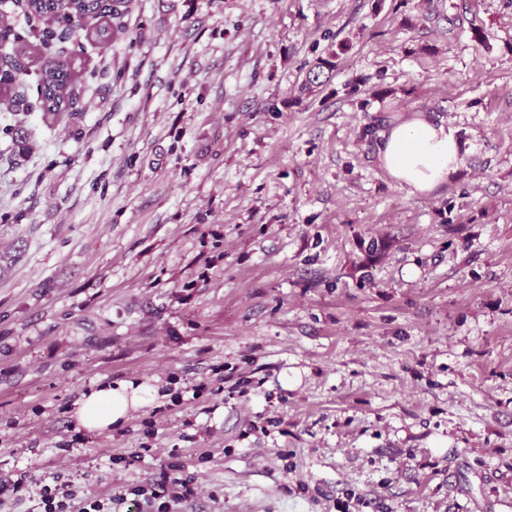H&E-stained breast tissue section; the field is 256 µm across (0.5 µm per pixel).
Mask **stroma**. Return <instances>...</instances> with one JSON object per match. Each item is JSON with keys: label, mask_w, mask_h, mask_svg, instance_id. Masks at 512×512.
I'll use <instances>...</instances> for the list:
<instances>
[{"label": "stroma", "mask_w": 512, "mask_h": 512, "mask_svg": "<svg viewBox=\"0 0 512 512\" xmlns=\"http://www.w3.org/2000/svg\"><path fill=\"white\" fill-rule=\"evenodd\" d=\"M73 114L0 97V482L179 512H512V0H126ZM348 43L330 79L306 72ZM462 142L412 195L386 119ZM30 150L15 153L16 133ZM163 398L107 432L104 383ZM158 398L150 389L133 380L105 384L85 394L75 405L73 416L89 431H108L127 419L131 411ZM169 470L162 473L159 481L151 482L130 491L137 497H143V504L155 507L161 501L156 512H173L174 505L186 502L198 494V487L193 476L184 471L182 464H171Z\"/></svg>", "instance_id": "stroma-1"}]
</instances>
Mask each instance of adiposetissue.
Here are the masks:
<instances>
[{"mask_svg": "<svg viewBox=\"0 0 512 512\" xmlns=\"http://www.w3.org/2000/svg\"><path fill=\"white\" fill-rule=\"evenodd\" d=\"M378 160L409 194L426 195L456 172L461 143L454 130L430 112H415L378 133ZM157 390L132 380L105 384L85 394L73 416L90 431H108L131 411L156 400Z\"/></svg>", "mask_w": 512, "mask_h": 512, "instance_id": "obj_1", "label": "adipose tissue"}]
</instances>
